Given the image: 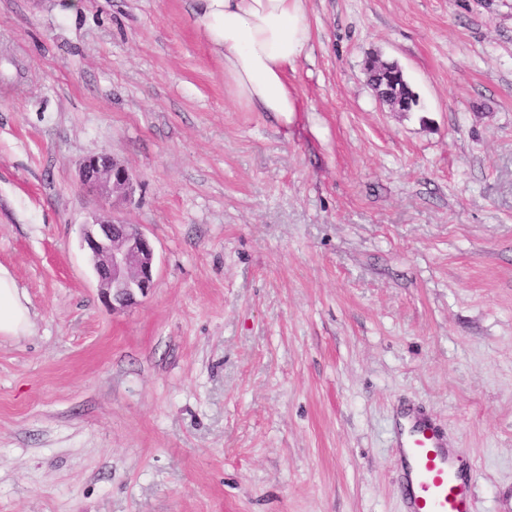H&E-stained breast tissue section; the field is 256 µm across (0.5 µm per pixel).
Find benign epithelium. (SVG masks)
Returning a JSON list of instances; mask_svg holds the SVG:
<instances>
[{"label":"benign epithelium","instance_id":"7a95c632","mask_svg":"<svg viewBox=\"0 0 512 512\" xmlns=\"http://www.w3.org/2000/svg\"><path fill=\"white\" fill-rule=\"evenodd\" d=\"M79 181L96 193L102 207L108 210L118 201L131 200L135 190L132 172L107 152L83 160ZM82 243L98 289L102 298L112 304V311L137 304L153 287L154 247L135 225L114 216L99 219L85 225Z\"/></svg>","mask_w":512,"mask_h":512}]
</instances>
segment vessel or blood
<instances>
[{"mask_svg":"<svg viewBox=\"0 0 512 512\" xmlns=\"http://www.w3.org/2000/svg\"><path fill=\"white\" fill-rule=\"evenodd\" d=\"M396 429L404 512H474L472 467L450 454L440 430L410 412Z\"/></svg>","mask_w":512,"mask_h":512,"instance_id":"1","label":"vessel or blood"}]
</instances>
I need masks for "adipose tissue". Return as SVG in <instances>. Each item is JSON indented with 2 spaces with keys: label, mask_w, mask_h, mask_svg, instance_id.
<instances>
[{
  "label": "adipose tissue",
  "mask_w": 512,
  "mask_h": 512,
  "mask_svg": "<svg viewBox=\"0 0 512 512\" xmlns=\"http://www.w3.org/2000/svg\"><path fill=\"white\" fill-rule=\"evenodd\" d=\"M200 24L224 59V87L237 103L285 118L302 103L287 79L310 40L305 0H201ZM33 326L28 300L0 266V335Z\"/></svg>",
  "instance_id": "adipose-tissue-1"
}]
</instances>
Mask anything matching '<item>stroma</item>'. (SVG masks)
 <instances>
[{
  "instance_id": "stroma-1",
  "label": "stroma",
  "mask_w": 512,
  "mask_h": 512,
  "mask_svg": "<svg viewBox=\"0 0 512 512\" xmlns=\"http://www.w3.org/2000/svg\"><path fill=\"white\" fill-rule=\"evenodd\" d=\"M279 121L234 102L198 0H0V512H403V405L512 512V0H306ZM419 103L383 104L365 63ZM154 285L105 303L79 163ZM369 82L379 92L382 87H390L399 98L400 105L404 112L411 111L418 104L416 94L410 88L402 70H390L386 73L375 71L368 73ZM79 181L95 192L104 209L112 210L116 201L132 199L135 184L132 172L109 153L89 156L80 164ZM33 326L28 300L6 267L0 266V335L25 336Z\"/></svg>"
}]
</instances>
